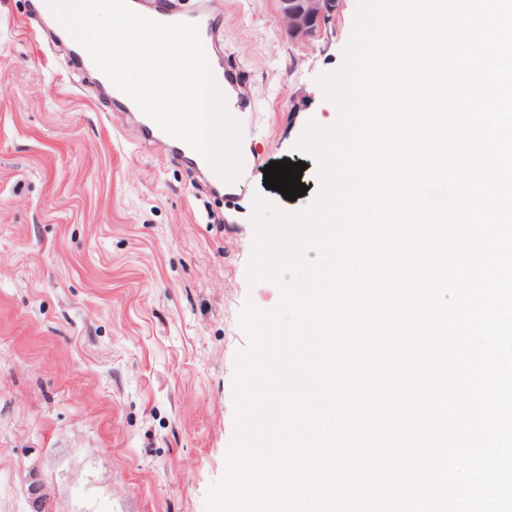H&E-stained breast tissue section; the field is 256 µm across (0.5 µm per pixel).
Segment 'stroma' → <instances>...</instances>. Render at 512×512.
<instances>
[{
    "label": "stroma",
    "instance_id": "1",
    "mask_svg": "<svg viewBox=\"0 0 512 512\" xmlns=\"http://www.w3.org/2000/svg\"><path fill=\"white\" fill-rule=\"evenodd\" d=\"M210 46L249 75L245 176L206 191L142 144L112 96L51 28L27 34L30 0H0V512H204L234 434L233 377L250 344L255 194L295 214L318 164L296 144L326 102L360 0H336L316 36L276 0H219ZM305 162V195L263 169Z\"/></svg>",
    "mask_w": 512,
    "mask_h": 512
}]
</instances>
